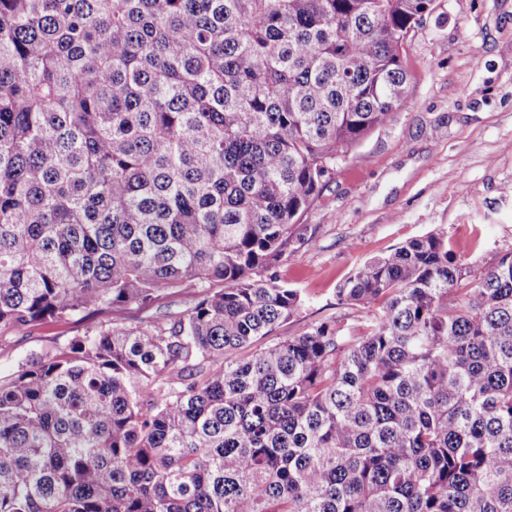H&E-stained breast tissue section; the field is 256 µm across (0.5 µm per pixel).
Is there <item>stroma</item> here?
<instances>
[{
    "mask_svg": "<svg viewBox=\"0 0 512 512\" xmlns=\"http://www.w3.org/2000/svg\"><path fill=\"white\" fill-rule=\"evenodd\" d=\"M403 103L336 168L295 225L274 270L299 291L297 314L274 338L322 322L351 329L366 308L338 290L364 262L440 232L472 274L512 251V0H438L411 32ZM186 307L181 296L0 336V377L90 324L136 327Z\"/></svg>",
    "mask_w": 512,
    "mask_h": 512,
    "instance_id": "stroma-1",
    "label": "stroma"
}]
</instances>
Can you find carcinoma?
I'll list each match as a JSON object with an SVG mask.
<instances>
[{
    "label": "carcinoma",
    "mask_w": 512,
    "mask_h": 512,
    "mask_svg": "<svg viewBox=\"0 0 512 512\" xmlns=\"http://www.w3.org/2000/svg\"><path fill=\"white\" fill-rule=\"evenodd\" d=\"M430 5L0 0V333L188 296L0 378V512H512V252L429 233L254 347Z\"/></svg>",
    "instance_id": "1"
}]
</instances>
